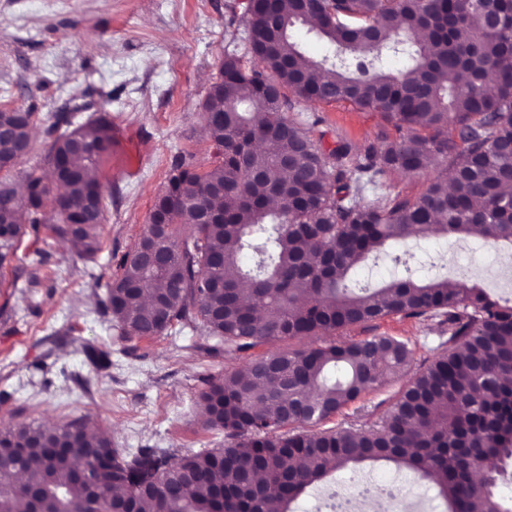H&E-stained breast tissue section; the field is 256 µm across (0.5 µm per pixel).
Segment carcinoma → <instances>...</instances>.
I'll list each match as a JSON object with an SVG mask.
<instances>
[{"label":"carcinoma","mask_w":512,"mask_h":512,"mask_svg":"<svg viewBox=\"0 0 512 512\" xmlns=\"http://www.w3.org/2000/svg\"><path fill=\"white\" fill-rule=\"evenodd\" d=\"M229 27L233 40L245 34L254 64L226 53L203 103L218 160L202 172L173 161L152 207L165 255L135 259L146 228L103 303L122 340L188 328L211 340L209 352L243 360L200 393L203 426L223 432L224 447L131 453L85 416L19 421L0 429V512H29L32 499L44 512H107L116 490L123 512H293L330 473L378 461L430 483L447 512H512L496 492L512 459V305L467 275L421 279L400 250L431 224L444 237L478 225L484 240L512 244V152L499 149L512 138V0H257ZM301 28L325 42L321 59L302 51ZM288 90L379 112L401 135L326 154L288 117ZM35 123L31 108L0 110V171L28 154ZM64 123L47 130L44 163L61 172L66 201L34 172L22 198L0 178V270L48 205L55 236L87 256L101 248L105 196L90 172L112 150V122ZM440 164L415 196L356 201L393 173ZM390 246L400 274L374 287L348 278ZM390 316L436 318L446 339L373 427L320 428L406 373L408 341L342 338ZM286 340L296 345L252 353ZM485 459L496 465L477 488ZM84 467L106 470L105 481L87 483Z\"/></svg>","instance_id":"carcinoma-1"}]
</instances>
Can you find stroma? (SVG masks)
I'll list each match as a JSON object with an SVG mask.
<instances>
[{"label":"stroma","instance_id":"obj_1","mask_svg":"<svg viewBox=\"0 0 512 512\" xmlns=\"http://www.w3.org/2000/svg\"><path fill=\"white\" fill-rule=\"evenodd\" d=\"M242 0H0V109L35 106L32 151L10 173L22 185L44 172L47 128L56 115L84 105L85 115L108 113L117 139L96 175L106 198L101 250L84 256L50 232L24 237L12 267L0 273V427L26 419L55 425L87 416L113 447L168 448L179 453L219 448L224 436L206 429L198 395L207 379L237 361L207 352L203 336L187 333L120 340L102 312L106 283L118 259L137 243L171 164L183 155L197 170L212 167L216 149L202 105L228 49L232 17ZM290 117L331 152L358 150L398 136L380 113L341 101L320 104L292 97ZM507 243L477 246L430 234L413 244L419 277L452 274L457 258L472 263V283L501 298L496 257ZM43 263L34 266V254ZM390 335L409 340L412 369L439 341L433 319L387 317L353 327L347 336ZM401 380L386 382L332 418V425H374ZM391 486L402 499L426 497L408 470L366 464L329 476L296 512H316L358 480Z\"/></svg>","mask_w":512,"mask_h":512}]
</instances>
